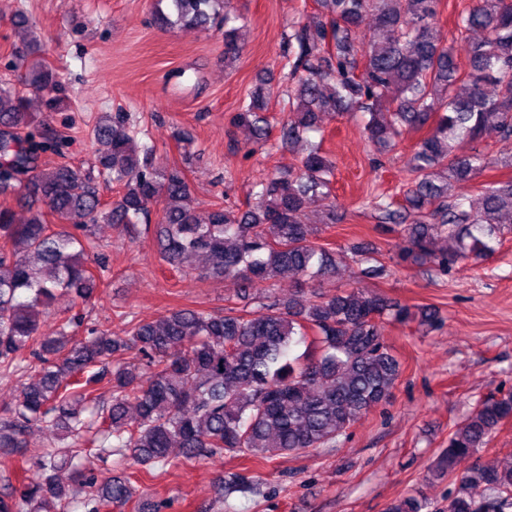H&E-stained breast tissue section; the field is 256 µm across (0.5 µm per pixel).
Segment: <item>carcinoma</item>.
Here are the masks:
<instances>
[{"mask_svg":"<svg viewBox=\"0 0 512 512\" xmlns=\"http://www.w3.org/2000/svg\"><path fill=\"white\" fill-rule=\"evenodd\" d=\"M216 2L170 0V6L176 20L204 27ZM321 3L327 20L297 25L285 40L293 102L281 143L291 146L320 131L325 118L347 112L368 115L364 131L377 147L395 145L407 128L426 131L411 160L415 186L404 192L405 204L371 201L379 226L403 227L399 260L410 266L432 263L446 272L463 259L491 256L505 227L503 212L512 213V180L487 185L475 212L447 201L448 183L468 181L493 164L512 167V150L498 158L454 153L456 140L478 139L488 129L512 144V0H477L448 37L437 25L440 0ZM238 20L224 11L226 60L239 53ZM365 22L372 37L357 49L351 30ZM476 30L485 36L469 44L463 72L453 43ZM487 83L495 86L491 96ZM24 85L54 91L59 81L37 63ZM270 94V84L261 83L236 115L254 149L270 138ZM34 125L26 96L0 88V196L30 213L18 224L13 206L0 204V374L37 375L22 384L17 404L0 419V447H26L35 426L71 442L45 450L32 468L21 465L16 483L0 488V512H64L70 496L57 475L63 469L88 488L84 512L125 507L135 492L129 479L101 482L81 468L90 447L117 448L140 465L160 468L171 464L173 448L187 459L224 450L269 460L334 447L365 412L389 402L400 363L379 322L431 328L437 313L374 292L307 294L298 288L256 311L183 307L154 321H132L122 336L95 327L74 336L79 323L72 319L59 324L56 336L41 335L40 317L58 295L85 301L102 284L92 269L103 250L93 228L131 230L155 207L160 260L174 268L202 254L208 275L249 288L284 271L322 281L336 268L335 254L318 244L316 229L301 216L312 201L331 210L334 164L314 147L298 168L261 183L245 210L217 206L201 213L188 203L184 170L155 163L153 149L138 145L131 115L116 112L92 130L105 147L97 157L99 176L121 189L106 203L95 179L68 164L43 167ZM302 344L305 351L294 354ZM176 347L187 353L169 355ZM129 349L141 354L150 373L123 361ZM104 380L112 391L106 405L95 388ZM511 419L512 393L489 396L448 434L437 472L460 475L462 485L448 497V512H512V454L496 469L472 464L457 472ZM252 483L253 477L236 474L224 490L231 494ZM477 485L489 490L479 501L467 492ZM427 508L426 501L406 496L388 512Z\"/></svg>","mask_w":512,"mask_h":512,"instance_id":"cac0c4a2","label":"carcinoma"}]
</instances>
